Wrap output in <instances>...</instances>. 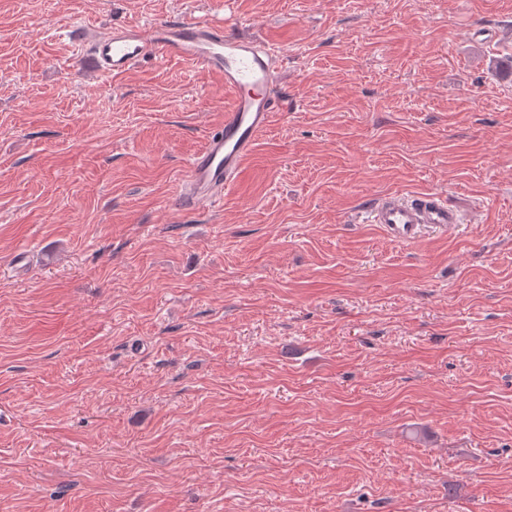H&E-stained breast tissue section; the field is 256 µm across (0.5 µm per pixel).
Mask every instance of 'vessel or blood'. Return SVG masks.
Listing matches in <instances>:
<instances>
[{
  "instance_id": "1",
  "label": "vessel or blood",
  "mask_w": 512,
  "mask_h": 512,
  "mask_svg": "<svg viewBox=\"0 0 512 512\" xmlns=\"http://www.w3.org/2000/svg\"><path fill=\"white\" fill-rule=\"evenodd\" d=\"M88 55L101 73L118 75L148 56L177 57L220 75L234 103L224 125L210 134L186 166L178 195L186 208L213 203L233 187L243 172L259 134L280 103L278 51L235 34L229 25L206 19L175 18L149 26L126 25L86 34ZM374 223L397 243L417 239L422 226L455 227L461 215L446 200L425 196L388 197L372 209Z\"/></svg>"
}]
</instances>
